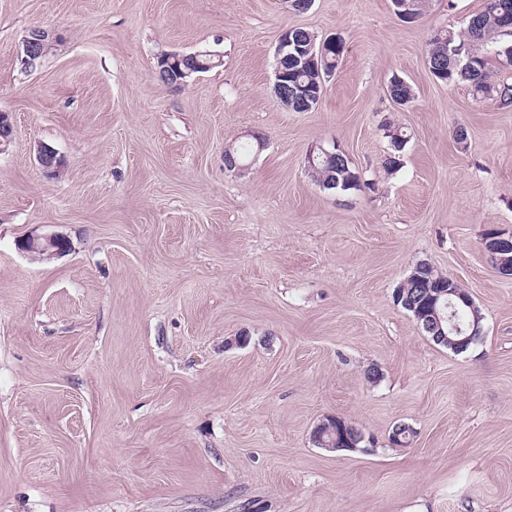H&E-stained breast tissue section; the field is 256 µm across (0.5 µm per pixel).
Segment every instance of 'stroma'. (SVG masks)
Segmentation results:
<instances>
[{"instance_id": "stroma-1", "label": "stroma", "mask_w": 512, "mask_h": 512, "mask_svg": "<svg viewBox=\"0 0 512 512\" xmlns=\"http://www.w3.org/2000/svg\"><path fill=\"white\" fill-rule=\"evenodd\" d=\"M481 4L406 23L391 0H0V512H512V278L481 245L512 232V107L426 62ZM36 27L54 45L25 70ZM299 27L346 44L309 112L273 92ZM206 52L159 81L163 54ZM316 147L359 188L319 186ZM55 234L69 252L19 247ZM421 262L479 308L468 352L395 303ZM330 417L362 447L317 445ZM206 54L198 55L197 58H194V57H191V58L186 57L184 59L180 58V60H178L176 62V64L171 67L172 75L170 76V78H172L173 82L175 83V81H176L175 76H177V78H179L178 71H180V70H183V71H186L188 69L193 70V73H192V75H193V74H197V73H203V72H206L209 69H211V67L215 63L214 62L215 58L212 56H215V55L211 54L212 56H210V55H206Z\"/></svg>"}]
</instances>
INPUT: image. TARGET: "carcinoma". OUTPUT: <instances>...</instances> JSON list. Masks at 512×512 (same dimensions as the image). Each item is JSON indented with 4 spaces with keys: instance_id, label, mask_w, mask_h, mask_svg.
<instances>
[{
    "instance_id": "obj_1",
    "label": "carcinoma",
    "mask_w": 512,
    "mask_h": 512,
    "mask_svg": "<svg viewBox=\"0 0 512 512\" xmlns=\"http://www.w3.org/2000/svg\"><path fill=\"white\" fill-rule=\"evenodd\" d=\"M291 38L298 40L303 50L287 61L288 83L299 89V112H308L320 102L323 88L317 81L331 77L338 69L345 52L342 39L320 45L315 36L303 28L290 30ZM427 61L431 66L439 65L442 74L438 80L451 84L467 83L476 98L497 99L504 105L512 104V78L504 75V68L512 66V0H482L480 11L474 14L467 26L455 31L452 29L433 32L427 44ZM502 65L494 70V64ZM214 57L201 54L186 57L171 67L172 76L178 71L192 70L203 73L211 69ZM388 93L396 103L410 102L414 92L408 84L396 80L391 83ZM391 152L384 160L389 170H396L402 164L401 153L406 140L398 130H389ZM311 175L319 183L336 182L334 189L349 191L359 187L360 176L355 172L347 156L334 152L326 156L314 153V166ZM419 277L412 279L400 288L403 296H394L395 302L412 316L430 313L437 306L440 313H448L450 322L465 328L473 320L469 305H465L455 295L445 296L448 290V276L427 263L417 271ZM416 305L412 309L409 304Z\"/></svg>"
}]
</instances>
